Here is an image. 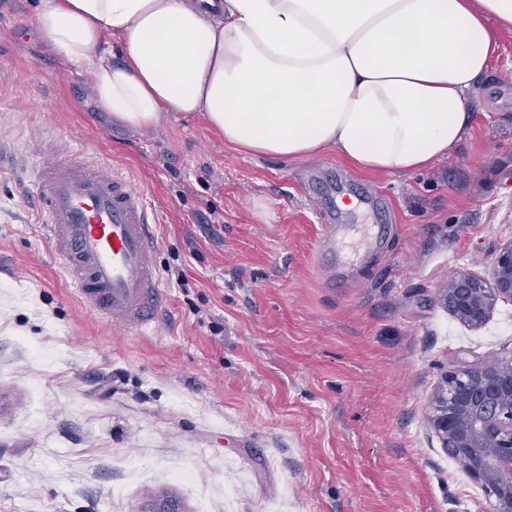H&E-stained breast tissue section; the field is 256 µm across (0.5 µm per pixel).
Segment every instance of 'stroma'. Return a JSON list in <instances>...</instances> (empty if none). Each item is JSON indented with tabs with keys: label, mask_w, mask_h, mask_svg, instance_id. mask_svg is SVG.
<instances>
[{
	"label": "stroma",
	"mask_w": 512,
	"mask_h": 512,
	"mask_svg": "<svg viewBox=\"0 0 512 512\" xmlns=\"http://www.w3.org/2000/svg\"><path fill=\"white\" fill-rule=\"evenodd\" d=\"M35 3L0 0V512H488L427 416L449 371L512 357V302L472 329L440 297L512 239V32L456 150L377 175L231 151L199 113L114 123ZM52 136L113 159L156 213L153 333L98 320L54 264L23 182ZM327 224L355 225L359 254L332 285Z\"/></svg>",
	"instance_id": "obj_1"
}]
</instances>
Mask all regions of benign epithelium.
Returning a JSON list of instances; mask_svg holds the SVG:
<instances>
[{"mask_svg": "<svg viewBox=\"0 0 512 512\" xmlns=\"http://www.w3.org/2000/svg\"><path fill=\"white\" fill-rule=\"evenodd\" d=\"M500 299L512 300V241L500 247L488 276L459 272L442 289L448 311L471 328ZM428 423L482 486L490 512H512V358L451 372Z\"/></svg>", "mask_w": 512, "mask_h": 512, "instance_id": "1", "label": "benign epithelium"}]
</instances>
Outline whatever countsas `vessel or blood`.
Returning <instances> with one entry per match:
<instances>
[{
  "label": "vessel or blood",
  "instance_id": "b4317fda",
  "mask_svg": "<svg viewBox=\"0 0 512 512\" xmlns=\"http://www.w3.org/2000/svg\"><path fill=\"white\" fill-rule=\"evenodd\" d=\"M31 178L36 220L81 303L125 334L153 330L168 291L153 262L157 236L143 192L75 140L45 142ZM340 232L327 225L317 244L330 283L342 273L334 261Z\"/></svg>",
  "mask_w": 512,
  "mask_h": 512
}]
</instances>
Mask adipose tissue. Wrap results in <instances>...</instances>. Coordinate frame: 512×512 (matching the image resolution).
<instances>
[{"label":"adipose tissue","mask_w":512,"mask_h":512,"mask_svg":"<svg viewBox=\"0 0 512 512\" xmlns=\"http://www.w3.org/2000/svg\"><path fill=\"white\" fill-rule=\"evenodd\" d=\"M34 21L126 128L199 112L237 152L392 175L465 138L512 0H38Z\"/></svg>","instance_id":"adipose-tissue-1"}]
</instances>
